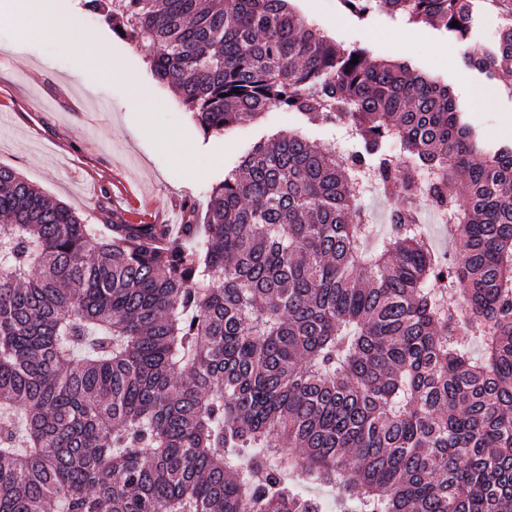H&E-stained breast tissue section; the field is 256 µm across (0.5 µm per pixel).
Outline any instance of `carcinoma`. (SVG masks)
<instances>
[{"mask_svg": "<svg viewBox=\"0 0 512 512\" xmlns=\"http://www.w3.org/2000/svg\"><path fill=\"white\" fill-rule=\"evenodd\" d=\"M341 2L465 42L481 0ZM81 6L153 47L204 133L279 107L357 150L278 133L176 239L88 224L0 165V512H322L297 483L358 512H512V144L295 0ZM464 59L511 72L512 25ZM360 169L447 215V271L406 206L367 247Z\"/></svg>", "mask_w": 512, "mask_h": 512, "instance_id": "carcinoma-1", "label": "carcinoma"}]
</instances>
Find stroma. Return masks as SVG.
Listing matches in <instances>:
<instances>
[{"label": "stroma", "mask_w": 512, "mask_h": 512, "mask_svg": "<svg viewBox=\"0 0 512 512\" xmlns=\"http://www.w3.org/2000/svg\"><path fill=\"white\" fill-rule=\"evenodd\" d=\"M306 18L369 60L400 59L448 85L485 138L512 143L507 75L488 79L468 68L464 52L493 49L498 14L479 10L460 46L432 26L402 24L383 13L367 21L343 12L340 0H296ZM68 27L22 37L0 23V165L15 168L54 200L100 224L117 212L130 224H164L178 236L185 202L205 213L212 186L255 143L303 128L317 145L331 136L320 120L299 125L278 108L226 134L204 135L168 85L148 67L150 50L115 36L80 0H54ZM94 53L75 64L84 46ZM188 144L181 152L180 144Z\"/></svg>", "instance_id": "obj_1"}]
</instances>
